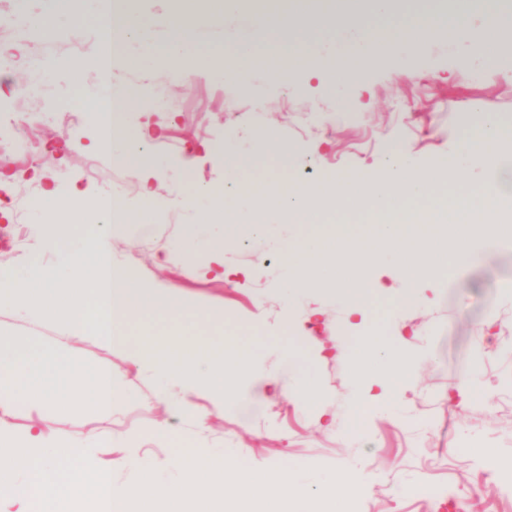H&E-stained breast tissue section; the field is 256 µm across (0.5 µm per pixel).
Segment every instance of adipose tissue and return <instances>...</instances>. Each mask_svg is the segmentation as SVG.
Segmentation results:
<instances>
[{"label": "adipose tissue", "mask_w": 512, "mask_h": 512, "mask_svg": "<svg viewBox=\"0 0 512 512\" xmlns=\"http://www.w3.org/2000/svg\"><path fill=\"white\" fill-rule=\"evenodd\" d=\"M251 2L218 0L224 19L239 24L233 60L226 64H214L210 55L193 50L198 33L195 0H181L180 7L168 13L170 39L163 49L155 45L151 23L138 10L136 0H97L100 42L116 51L124 50L128 42H138L140 52L134 64L139 68H156L174 59L192 62L199 71L232 84L243 95L255 93V73L284 78L303 68L310 77L330 80L337 97L349 105L374 60L411 54L439 34H447L452 44L478 46L488 57L499 47L512 45L505 0H477L478 7L470 14L462 13L461 0H336L332 10L319 9L315 0H290L289 9L273 19L255 12ZM90 68L98 69L102 78L101 91L83 95L85 110L97 121L95 149L114 160L131 162L142 183H150L160 173L146 150L150 129H129L125 115L152 96V86L113 82L111 68L102 66L96 55L61 66L72 79ZM69 213L75 224L98 219L112 227L147 221L146 212L104 191L72 193ZM362 341L363 349L352 355L357 372L384 361L389 366V386L411 380V360L397 353L379 325H372ZM19 396L37 403L62 400L72 408L95 405L108 413L124 401L125 386L110 366L74 365L67 353L27 351L13 339L1 337L0 413H9Z\"/></svg>", "instance_id": "1"}]
</instances>
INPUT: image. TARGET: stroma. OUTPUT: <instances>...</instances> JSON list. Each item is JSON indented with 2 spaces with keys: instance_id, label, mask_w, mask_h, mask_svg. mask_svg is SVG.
Segmentation results:
<instances>
[{
  "instance_id": "obj_1",
  "label": "stroma",
  "mask_w": 512,
  "mask_h": 512,
  "mask_svg": "<svg viewBox=\"0 0 512 512\" xmlns=\"http://www.w3.org/2000/svg\"><path fill=\"white\" fill-rule=\"evenodd\" d=\"M35 19L56 26L58 35H32ZM99 41L91 0L76 17L53 13L52 0H0V53L16 58L0 68V168L11 176L0 189L10 207L9 219L0 218V271L14 274L33 262L52 266L62 252L93 241L143 284L175 288L187 303L162 318L134 319L132 330H176L215 344L236 334L253 344V366L218 406L203 383L181 389L163 382L149 362H133L124 347L75 335L51 313L20 316L4 307L0 336L25 348L77 349L78 363L86 366L111 365L129 397L108 417L92 405L68 410L20 401L0 421V435L25 441L35 434L41 448L60 438L82 443L109 436L91 458L111 469L118 486L136 481L128 460L139 456L153 463L158 486L178 487L177 457L201 450L277 468L313 486L331 469L348 467L360 484L356 512H512V244H480L467 270L422 281L409 306L397 304L403 278L383 267L379 276L391 291L375 299L373 313L359 317L336 289L286 288L281 254L303 237L301 225L240 226L224 246L231 274L223 278L210 270L212 255L203 243L208 228L198 222L201 202H172L184 180L220 191L230 204L257 189L226 160L251 150L264 127L292 150L285 170L275 155L260 157L270 177L258 189L268 195L291 183L381 168L393 141L419 166L432 167L455 148L471 105L512 119V46L497 51L478 84L467 78L476 49L449 48L442 37L378 62L360 83V107L341 118L333 88L302 73L261 78L258 106L179 63L114 70V81L152 85L170 104L161 111L145 99L127 116L129 126L146 124L152 131L147 148L161 175L147 197L134 170L92 146L96 128L82 94L100 86L99 74L90 70L79 85L59 86L57 65L94 54ZM19 138L31 152L15 150ZM74 184L150 211L149 226L63 223L54 244H43L36 207L42 186L64 191ZM190 241L194 250H185ZM375 323L401 344L415 373L393 392L388 409L372 413L363 433L350 437L345 426L353 390L368 386L382 367L355 378L347 353ZM286 349L294 355L297 383L319 388L316 405L272 385L255 394L254 378L272 376ZM179 392L204 422L178 412L172 396Z\"/></svg>"
}]
</instances>
